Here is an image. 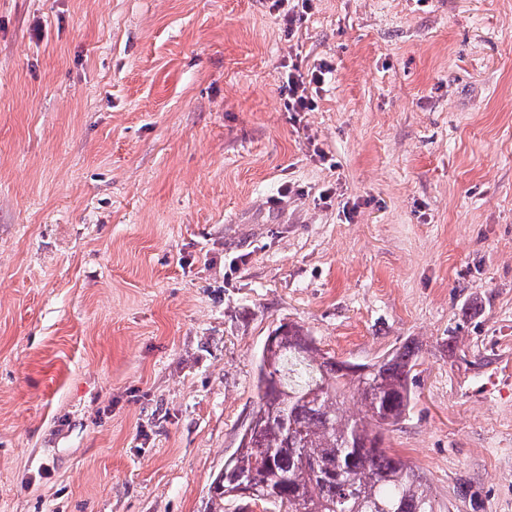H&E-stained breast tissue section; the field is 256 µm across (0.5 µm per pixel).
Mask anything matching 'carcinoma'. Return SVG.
Here are the masks:
<instances>
[{"label": "carcinoma", "mask_w": 512, "mask_h": 512, "mask_svg": "<svg viewBox=\"0 0 512 512\" xmlns=\"http://www.w3.org/2000/svg\"><path fill=\"white\" fill-rule=\"evenodd\" d=\"M281 327L238 448L211 484L209 512H224L229 499L263 512H435L423 477L385 439L410 410L415 348L362 373L320 352L302 326Z\"/></svg>", "instance_id": "cac0c4a2"}]
</instances>
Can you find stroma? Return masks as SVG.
Returning a JSON list of instances; mask_svg holds the SVG:
<instances>
[{"mask_svg": "<svg viewBox=\"0 0 512 512\" xmlns=\"http://www.w3.org/2000/svg\"><path fill=\"white\" fill-rule=\"evenodd\" d=\"M283 15L0 0V512H208L289 321L414 343L391 448L512 512V0ZM331 70L332 67L320 64L319 67L302 72L298 65H292L288 69V98L284 103L285 109L289 112L313 111L317 106L313 91L317 94V88L325 82V77Z\"/></svg>", "mask_w": 512, "mask_h": 512, "instance_id": "obj_1", "label": "stroma"}]
</instances>
